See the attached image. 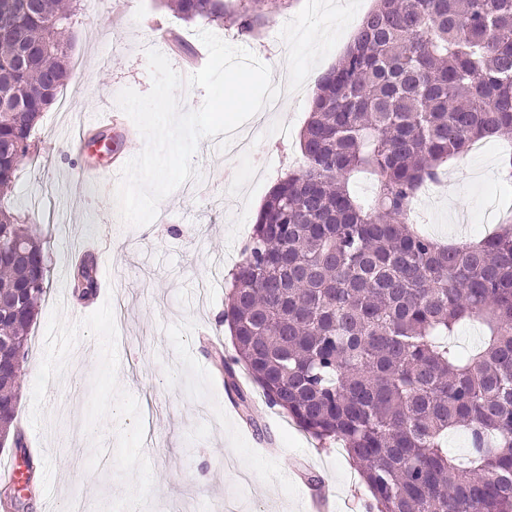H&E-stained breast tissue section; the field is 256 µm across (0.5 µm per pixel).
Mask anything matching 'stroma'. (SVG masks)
Listing matches in <instances>:
<instances>
[{"label":"stroma","instance_id":"35a3bbf8","mask_svg":"<svg viewBox=\"0 0 512 512\" xmlns=\"http://www.w3.org/2000/svg\"><path fill=\"white\" fill-rule=\"evenodd\" d=\"M316 8L313 0H288L275 21L253 34L180 19L162 0H105V15L84 13L73 31L74 70L67 87L73 114L45 112L31 136L28 163L19 169L13 197L22 222L36 228L49 269L47 293L32 325L31 352L17 404L18 422L35 454L34 466L11 446L0 447V483L11 472L34 475L25 494L29 512H69L72 502L98 504L124 488L113 466L114 421L102 429L106 454L88 470L89 439L73 443L83 424L97 362L93 338L75 345L61 380L49 382L41 428L31 422L32 391L45 352L46 326L55 305L75 322L99 308L101 299L73 292V254L97 244L108 290L122 303L115 317L118 380L146 417L143 445L154 488L147 512H310L323 495L328 512H367L369 492L344 448L312 437L286 413L268 407L260 389L254 424L227 407L222 356L232 353L223 311L229 283L253 230L257 210L274 184L303 163L300 131L314 95L313 80L341 57L373 0H347ZM207 29L250 50L289 77L280 110L260 112L240 134L252 152L220 151L215 138L200 140L193 164L200 178L193 191L177 188L158 205L160 218L143 227L124 225L114 202L115 183L82 180L84 168L109 163L112 154L89 142L72 144L74 113L118 112V93L145 94L152 87L146 51L160 32L177 34L179 50L164 55L180 75L192 74L182 45L202 49ZM502 140L450 161L451 197L423 192L414 215L421 229L443 243L489 232L512 220V178L502 174Z\"/></svg>","mask_w":512,"mask_h":512}]
</instances>
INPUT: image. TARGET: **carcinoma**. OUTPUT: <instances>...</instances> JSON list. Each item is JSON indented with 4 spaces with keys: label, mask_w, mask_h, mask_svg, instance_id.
Returning <instances> with one entry per match:
<instances>
[{
    "label": "carcinoma",
    "mask_w": 512,
    "mask_h": 512,
    "mask_svg": "<svg viewBox=\"0 0 512 512\" xmlns=\"http://www.w3.org/2000/svg\"><path fill=\"white\" fill-rule=\"evenodd\" d=\"M185 21L270 22L286 0H167ZM84 0H0V444L30 455L16 405L47 266L10 204L43 113L73 72ZM512 129V0H374L317 78L306 167L254 218L224 322V386L254 420L242 365L269 405L343 443L375 512H512V224L442 245L410 222L419 191L476 140ZM372 170L360 197L354 174ZM485 327L462 353L448 339ZM464 429L462 457L446 448Z\"/></svg>",
    "instance_id": "1"
}]
</instances>
